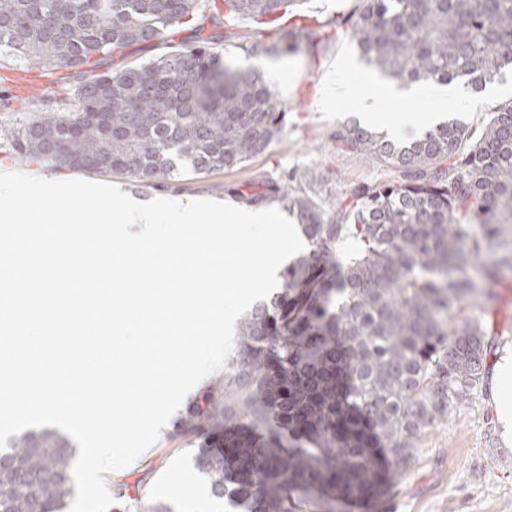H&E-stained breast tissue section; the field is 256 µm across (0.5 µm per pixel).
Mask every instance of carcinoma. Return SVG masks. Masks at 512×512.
Instances as JSON below:
<instances>
[{"mask_svg": "<svg viewBox=\"0 0 512 512\" xmlns=\"http://www.w3.org/2000/svg\"><path fill=\"white\" fill-rule=\"evenodd\" d=\"M208 2L0 0V56L81 75L69 111L6 132L17 157L62 142L86 172L157 184L263 153L286 112L258 68L224 62L216 28L222 14L281 20L298 0ZM345 24L392 82L478 93L512 73V0H363ZM166 28L182 34L177 50L105 66ZM277 31L285 51L314 46L306 25ZM334 139L400 179L355 188L332 214L286 182L247 197L285 205L308 249L242 318L224 371L177 425L211 496L239 512H341L395 487L426 432L481 383L484 328L449 322L512 276V101L476 134L453 118L409 139L344 123ZM347 235L359 256L343 267ZM73 458L54 431L15 437L0 453V512H62Z\"/></svg>", "mask_w": 512, "mask_h": 512, "instance_id": "obj_1", "label": "carcinoma"}]
</instances>
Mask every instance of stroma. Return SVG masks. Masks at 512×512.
Here are the masks:
<instances>
[{
    "label": "stroma",
    "instance_id": "stroma-1",
    "mask_svg": "<svg viewBox=\"0 0 512 512\" xmlns=\"http://www.w3.org/2000/svg\"><path fill=\"white\" fill-rule=\"evenodd\" d=\"M361 0H307L299 8L315 30L337 31L336 40L317 51L272 52L280 71L267 75L287 115L281 134L260 155L241 168L207 174L187 173L164 185L136 183L128 178L86 173L89 181L105 180L131 198L148 201L167 193L193 198L240 202L242 194L261 190L263 180H286L315 194L326 212L360 184L389 183L394 169L368 163L359 153L334 141L337 126L353 118L351 99L328 100L322 79L337 80L359 90L365 65L355 45L341 33L343 20ZM259 27L249 20L229 22L222 54L239 69L251 68L252 45L262 43ZM74 79L29 69L0 59V129H12L26 120L67 111L73 102ZM492 299L464 312L479 322L492 346L484 361L483 383L469 399L452 403L447 418L422 439L415 465L375 504L343 512H512V453L505 451L495 406L492 376L503 349L512 347V280L491 288ZM177 418H170L158 441L130 466L105 473L108 487L125 484L129 496L143 501L162 500L174 512H232L209 495L186 444L174 439Z\"/></svg>",
    "mask_w": 512,
    "mask_h": 512
}]
</instances>
